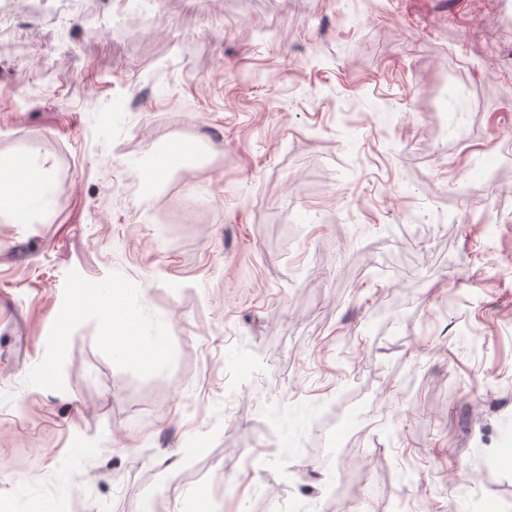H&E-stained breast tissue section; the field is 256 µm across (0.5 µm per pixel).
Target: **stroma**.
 Masks as SVG:
<instances>
[{
    "instance_id": "obj_1",
    "label": "stroma",
    "mask_w": 512,
    "mask_h": 512,
    "mask_svg": "<svg viewBox=\"0 0 512 512\" xmlns=\"http://www.w3.org/2000/svg\"><path fill=\"white\" fill-rule=\"evenodd\" d=\"M0 14L13 512H512V0ZM90 284L157 363L57 331ZM13 174L3 177L2 165L0 176V217L14 221L22 220L28 213L32 197L40 187L37 174Z\"/></svg>"
}]
</instances>
